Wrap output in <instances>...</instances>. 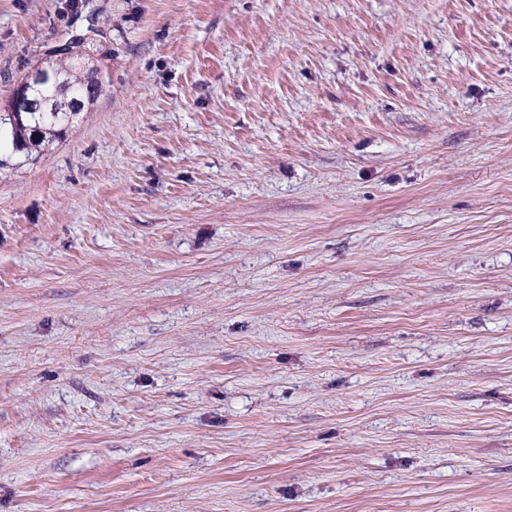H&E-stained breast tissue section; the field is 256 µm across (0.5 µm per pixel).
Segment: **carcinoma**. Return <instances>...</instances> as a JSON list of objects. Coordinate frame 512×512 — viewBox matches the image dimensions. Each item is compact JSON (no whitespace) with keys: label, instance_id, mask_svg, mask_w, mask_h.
Here are the masks:
<instances>
[{"label":"carcinoma","instance_id":"obj_1","mask_svg":"<svg viewBox=\"0 0 512 512\" xmlns=\"http://www.w3.org/2000/svg\"><path fill=\"white\" fill-rule=\"evenodd\" d=\"M57 79L46 84L39 112H18L15 117L0 115V170L32 159L42 146L60 140L73 122L75 113L66 111L70 93H78L85 102L102 92V71L95 65L83 66L70 57L54 64Z\"/></svg>","mask_w":512,"mask_h":512}]
</instances>
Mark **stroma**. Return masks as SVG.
I'll return each instance as SVG.
<instances>
[{"mask_svg":"<svg viewBox=\"0 0 512 512\" xmlns=\"http://www.w3.org/2000/svg\"><path fill=\"white\" fill-rule=\"evenodd\" d=\"M0 512H512V0H0ZM46 59L31 70L20 92L1 106L0 112H16L14 119L0 113L1 171L32 160L37 149L65 136L78 114L77 109L62 112L71 98L67 85H73V95L86 97L84 108L102 92V70L94 64L83 66L70 57H60L53 66L57 80L46 84L41 111L34 112L41 104L33 92L48 78Z\"/></svg>","mask_w":512,"mask_h":512,"instance_id":"1","label":"stroma"}]
</instances>
